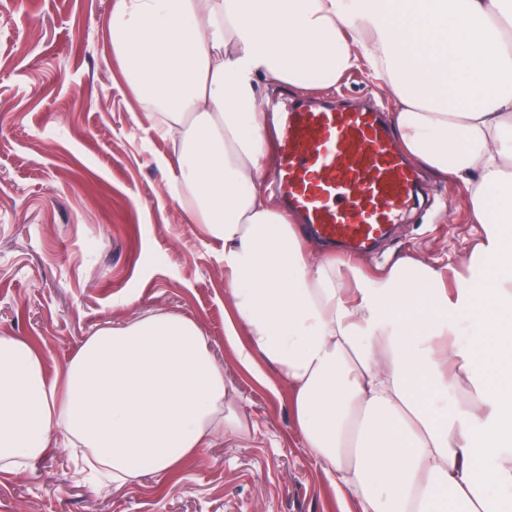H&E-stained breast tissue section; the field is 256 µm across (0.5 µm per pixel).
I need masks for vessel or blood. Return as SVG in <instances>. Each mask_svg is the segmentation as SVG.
<instances>
[{
    "instance_id": "obj_1",
    "label": "vessel or blood",
    "mask_w": 512,
    "mask_h": 512,
    "mask_svg": "<svg viewBox=\"0 0 512 512\" xmlns=\"http://www.w3.org/2000/svg\"><path fill=\"white\" fill-rule=\"evenodd\" d=\"M414 181L379 111L309 105L286 113L276 187L320 238L366 249L407 206Z\"/></svg>"
}]
</instances>
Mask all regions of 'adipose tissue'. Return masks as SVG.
Here are the masks:
<instances>
[{
    "mask_svg": "<svg viewBox=\"0 0 512 512\" xmlns=\"http://www.w3.org/2000/svg\"><path fill=\"white\" fill-rule=\"evenodd\" d=\"M112 52L168 143V192L221 243L247 370L272 368L343 512H512V0H115ZM366 71L402 149L469 189L481 232L453 261L377 273L317 253L265 183L260 81ZM204 329L148 312L45 369L0 336V461L59 439L121 486L245 425Z\"/></svg>",
    "mask_w": 512,
    "mask_h": 512,
    "instance_id": "1",
    "label": "adipose tissue"
}]
</instances>
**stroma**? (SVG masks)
<instances>
[{
    "instance_id": "35a3bbf8",
    "label": "stroma",
    "mask_w": 512,
    "mask_h": 512,
    "mask_svg": "<svg viewBox=\"0 0 512 512\" xmlns=\"http://www.w3.org/2000/svg\"><path fill=\"white\" fill-rule=\"evenodd\" d=\"M113 0H0V335L38 344L56 372L99 327L147 311L198 321L234 389L248 432L216 439L173 477L103 488L52 444L26 470H0V512H340L310 459L272 369L257 380L225 338L231 314L222 246L166 192V142L151 130L112 57ZM277 137L285 112L320 99L377 108L392 97L364 73L335 87L262 89ZM391 236L356 255L370 269L398 255L433 262L475 241L469 192L417 168Z\"/></svg>"
}]
</instances>
